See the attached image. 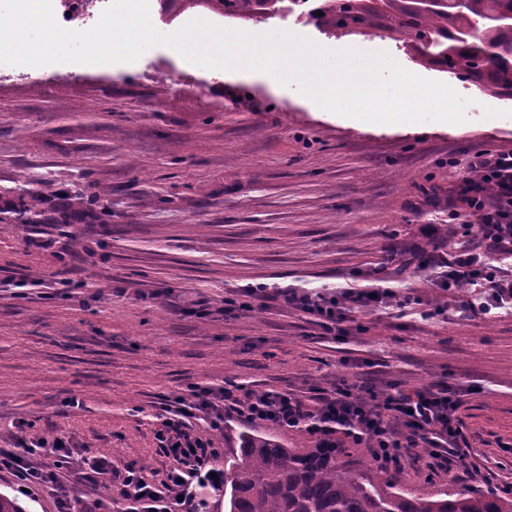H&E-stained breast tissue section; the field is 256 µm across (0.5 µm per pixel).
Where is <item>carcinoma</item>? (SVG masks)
Returning <instances> with one entry per match:
<instances>
[{"label": "carcinoma", "mask_w": 512, "mask_h": 512, "mask_svg": "<svg viewBox=\"0 0 512 512\" xmlns=\"http://www.w3.org/2000/svg\"><path fill=\"white\" fill-rule=\"evenodd\" d=\"M189 2L250 20L280 13L288 0ZM309 18L334 36L382 29L422 62L512 99V0H322ZM224 512H512V492L417 494L360 448L287 446L275 427H246L224 460Z\"/></svg>", "instance_id": "obj_1"}]
</instances>
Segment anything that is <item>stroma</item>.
Segmentation results:
<instances>
[{"label": "stroma", "mask_w": 512, "mask_h": 512, "mask_svg": "<svg viewBox=\"0 0 512 512\" xmlns=\"http://www.w3.org/2000/svg\"><path fill=\"white\" fill-rule=\"evenodd\" d=\"M161 32L194 19L236 22L188 0H149ZM318 45L388 53L407 71L470 99L461 124H373L318 111L295 86L225 77L157 45L131 63L0 65V209L35 193L33 221L0 222V448L17 423L49 469L65 443L73 465L108 459L162 479L160 395L230 384L298 393L337 377L437 380L473 387L458 410L470 477L428 480L402 458L417 493L512 485V313L487 317L359 316L322 339L281 302L224 315L227 292L265 283L324 290L373 284L392 245L467 210L457 171L478 150L512 149V99L482 93L374 30L332 36L285 11L251 20ZM187 95L175 97L167 77ZM76 212L80 221L63 223ZM76 287L43 296L63 265ZM0 493L25 512H59L37 485Z\"/></svg>", "instance_id": "obj_1"}]
</instances>
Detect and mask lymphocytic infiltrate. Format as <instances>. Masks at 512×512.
Listing matches in <instances>:
<instances>
[{
  "mask_svg": "<svg viewBox=\"0 0 512 512\" xmlns=\"http://www.w3.org/2000/svg\"><path fill=\"white\" fill-rule=\"evenodd\" d=\"M461 194L470 206L464 226L467 241L449 246L437 224L421 228L422 243L392 251L375 270L379 279L408 268H432L440 290L467 285L471 293L455 301L456 308L473 315L494 309L512 311V151L476 153L460 173ZM282 301L310 317L323 338L346 335L345 324L354 313L392 311L405 315L415 300L391 288L340 287L332 292L300 288H244L224 299L225 313ZM463 397L461 387L441 380L415 388L390 384L376 389L368 380L340 378L329 389L314 387L308 394L288 390H253L243 387L218 392L192 389L189 395L164 396L160 407L161 445L171 464L160 485L142 480L127 467L118 491L126 501L124 512H203L195 488L220 489L223 474L215 473L202 440L190 439L184 428L199 416L210 429L223 430L225 422L274 425L301 431L316 443L334 448L344 443L366 449L370 460L393 470L403 455L425 457L432 474L446 475L462 464L464 434L456 415ZM38 440L19 439L17 450L0 449V469L13 472L18 488L56 484L54 472L37 470L26 461L39 448Z\"/></svg>",
  "mask_w": 512,
  "mask_h": 512,
  "instance_id": "f902f5d3",
  "label": "lymphocytic infiltrate"
}]
</instances>
